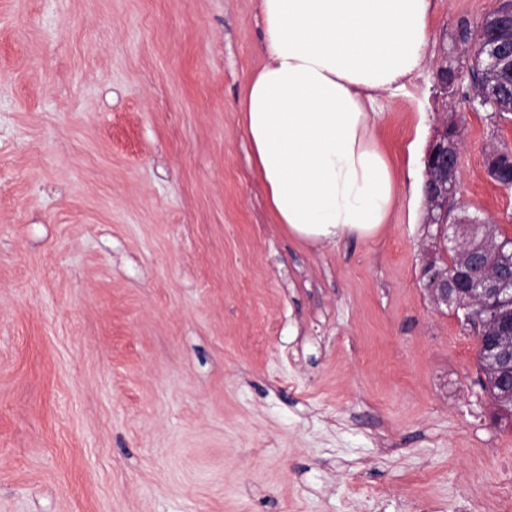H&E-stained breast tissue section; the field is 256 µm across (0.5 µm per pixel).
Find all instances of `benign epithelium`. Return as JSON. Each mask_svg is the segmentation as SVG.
Instances as JSON below:
<instances>
[{"label": "benign epithelium", "instance_id": "obj_1", "mask_svg": "<svg viewBox=\"0 0 512 512\" xmlns=\"http://www.w3.org/2000/svg\"><path fill=\"white\" fill-rule=\"evenodd\" d=\"M482 41L474 46L485 63L482 93L479 100L489 99L497 111L512 112V0H500V6L487 21ZM425 160L444 173L448 182H457L460 161L459 139L439 136L430 144ZM452 240L456 262L449 270L436 271L429 287L436 304L456 302L466 308V319L478 325L480 352L493 362H504L512 355V311L504 309L491 321H483L484 307L503 292L496 263L501 248L492 228L486 224H454Z\"/></svg>", "mask_w": 512, "mask_h": 512}]
</instances>
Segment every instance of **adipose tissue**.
I'll return each mask as SVG.
<instances>
[{"label": "adipose tissue", "instance_id": "adipose-tissue-1", "mask_svg": "<svg viewBox=\"0 0 512 512\" xmlns=\"http://www.w3.org/2000/svg\"><path fill=\"white\" fill-rule=\"evenodd\" d=\"M431 0H260L264 62L241 102L275 223L336 244L373 235L400 193L373 117L426 65Z\"/></svg>", "mask_w": 512, "mask_h": 512}]
</instances>
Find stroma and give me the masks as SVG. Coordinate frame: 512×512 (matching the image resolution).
<instances>
[{
	"label": "stroma",
	"mask_w": 512,
	"mask_h": 512,
	"mask_svg": "<svg viewBox=\"0 0 512 512\" xmlns=\"http://www.w3.org/2000/svg\"><path fill=\"white\" fill-rule=\"evenodd\" d=\"M499 0H433L374 116L403 178L373 235L274 223L241 101L259 0H0V512H512V418L409 171L461 119L448 219L512 239V119L435 73ZM479 367L480 371L485 375V383L492 394L494 402L510 409L511 412H504L512 414V400H510L509 393L512 396V376H509V369L497 368L489 366L480 357L479 353Z\"/></svg>",
	"instance_id": "35a3bbf8"
}]
</instances>
